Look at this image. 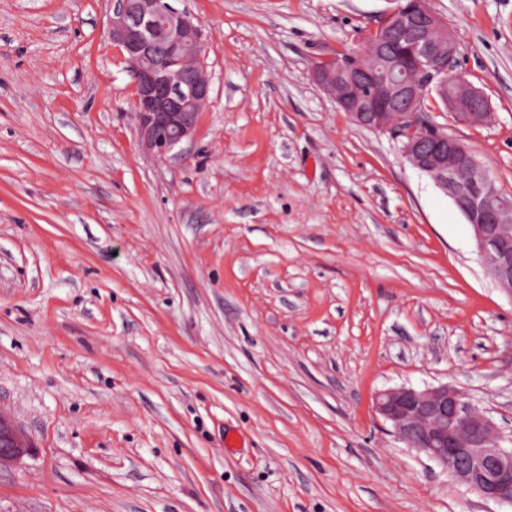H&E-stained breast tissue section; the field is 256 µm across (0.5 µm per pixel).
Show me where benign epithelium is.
<instances>
[{"mask_svg":"<svg viewBox=\"0 0 512 512\" xmlns=\"http://www.w3.org/2000/svg\"><path fill=\"white\" fill-rule=\"evenodd\" d=\"M109 34L133 77L139 149L163 161L195 133L212 100L201 21L175 0H109ZM447 23L429 0H398L370 31L366 56L341 52L317 61L315 82L357 125L389 136L406 161L431 177L469 224L486 274L512 296V251L491 225L512 235V206L493 204L495 181L464 142L423 117L422 102L443 92L457 124L488 123V98L458 70ZM448 76H443V73ZM375 412L390 432L481 497L512 506V448L498 426L451 383L378 392ZM32 444L0 415V470Z\"/></svg>","mask_w":512,"mask_h":512,"instance_id":"1","label":"benign epithelium"}]
</instances>
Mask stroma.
<instances>
[{"label": "stroma", "instance_id": "stroma-1", "mask_svg": "<svg viewBox=\"0 0 512 512\" xmlns=\"http://www.w3.org/2000/svg\"><path fill=\"white\" fill-rule=\"evenodd\" d=\"M212 104L142 154L107 0H0V512H512L377 392L512 431V296L448 196L312 79L395 0H179ZM495 119H435L512 192V0H430ZM233 432L239 445L225 450ZM32 444L14 424L0 415V471L32 452Z\"/></svg>", "mask_w": 512, "mask_h": 512}]
</instances>
